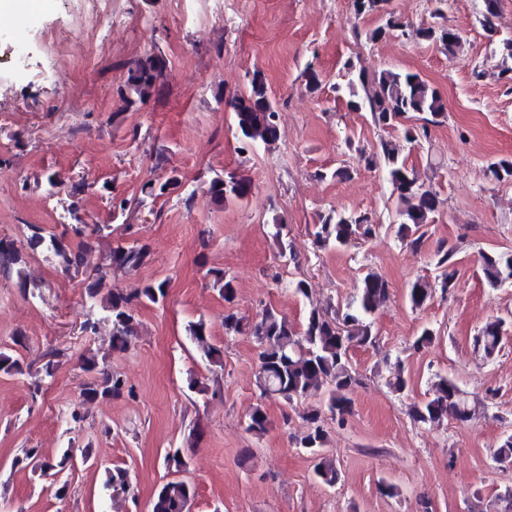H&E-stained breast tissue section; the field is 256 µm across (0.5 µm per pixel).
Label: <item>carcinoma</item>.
<instances>
[{"label": "carcinoma", "instance_id": "obj_1", "mask_svg": "<svg viewBox=\"0 0 512 512\" xmlns=\"http://www.w3.org/2000/svg\"><path fill=\"white\" fill-rule=\"evenodd\" d=\"M388 0H353V14L347 19L354 32H359L358 20L366 15L380 17L382 24L364 34L368 42H376L390 36L403 39L438 43L448 51H454L460 37L458 33L442 23L415 25L396 16L387 7ZM347 81L336 86V91L348 96V106L353 109L368 108L374 125L382 129H398L403 144L421 146L430 139L431 128L442 124L448 117L446 104L437 91L419 74L386 68L371 75L356 67L351 60L343 65ZM167 79V64L160 54H150L130 64L128 91L121 96L130 105L144 102L152 92ZM224 105L235 114L238 137L242 149L257 144L272 145L279 141L281 131L279 114L272 104L263 78L253 75L250 87L244 94L233 96ZM360 161L368 170L385 172L392 192L397 198L396 237L414 251L425 243L424 226L433 222L438 208L435 193L422 181L414 167L402 156V144L382 139L375 150L360 153ZM491 179L496 182H512V159L502 158L488 165ZM181 178L171 170L161 182L148 180L141 186L147 197H159L178 188ZM251 178L228 172L213 178L204 194L218 204L242 202L252 193ZM81 185L52 176L48 178V195H78ZM86 225L72 224L60 234L43 224L26 225L25 244L0 238V274L13 273L23 277V267L28 259L42 255L55 264L64 274H82L85 297L90 303L104 302V315L88 318L83 331L94 334L99 324L107 323L111 328L112 349L126 350L137 336L139 309L146 304H157L164 300L167 281L142 284L133 288L112 286V268L128 272L138 269L148 258L145 244L118 245L109 249L105 264L90 271L85 270L82 247H74L71 238L85 234ZM379 225L366 214L355 212H333L321 217L314 225V241L321 249H348L362 240L376 235ZM273 236L277 239L280 256L288 263L301 264L300 256L287 248L284 237L287 225H273ZM456 251L442 247L434 255L436 275L434 283L418 279L409 288L407 299L411 308L419 309L427 304L435 290L445 294L455 287ZM481 267L487 284L495 289L505 284L512 285V253L483 252ZM213 286L218 288L224 300L234 299V278L218 269L207 270ZM390 299V287L382 276L368 272L361 279L352 300L334 309L311 308L300 325L293 324L288 317L273 307L263 309L254 320L236 312L224 316V334L227 337L246 334L255 338L257 352L256 387L259 399L245 420V430L260 438L268 432L269 419L265 400L281 399L289 404L306 399L321 391L327 395L325 405L313 406L303 415L306 430L294 436V445L303 449L314 461L316 479L329 487L339 480L336 462L326 453L328 431L326 416L342 421L352 413V399L364 379L351 362V352L356 348H370L377 344L378 333L373 316ZM505 322L499 318L488 321L474 337V345L481 350L487 361L501 350ZM186 331L190 340L209 363H221L222 350L210 342L207 324L203 319L191 321ZM439 338V331L431 325L422 326L413 339L411 348L422 351ZM63 353L51 349L45 353V362L32 383V395H37L43 386L54 378L59 359ZM82 371L87 379L80 385L81 404L69 410L70 419L82 421L81 406L98 400L121 398L126 392V382L119 374L99 368L97 359L85 357ZM23 374V364L10 351L0 350V375ZM472 406L464 390L452 378L438 375L430 387V397L415 402L409 407L414 422L434 425L446 419H467ZM23 460L32 465L40 476L55 478L74 462L89 460V449H64L57 460L40 455L38 449L24 452ZM104 487L112 491L116 499L132 488L128 469L115 467L106 473ZM196 496L193 483L183 479H171L161 484L153 495L151 512H188V505Z\"/></svg>", "mask_w": 512, "mask_h": 512}]
</instances>
